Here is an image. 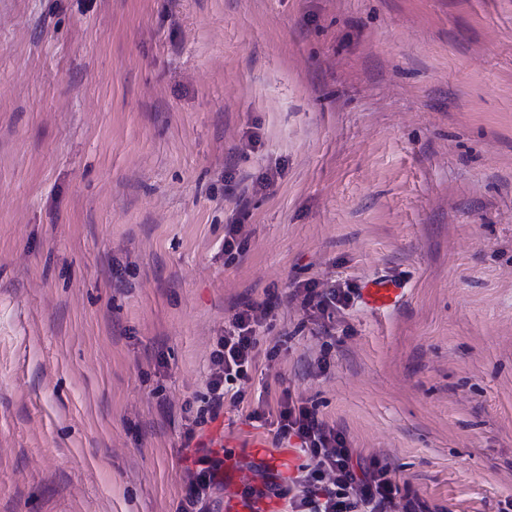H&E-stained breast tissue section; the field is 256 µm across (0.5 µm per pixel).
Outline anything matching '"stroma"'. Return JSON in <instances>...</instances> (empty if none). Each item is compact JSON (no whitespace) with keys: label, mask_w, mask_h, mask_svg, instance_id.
<instances>
[{"label":"stroma","mask_w":512,"mask_h":512,"mask_svg":"<svg viewBox=\"0 0 512 512\" xmlns=\"http://www.w3.org/2000/svg\"><path fill=\"white\" fill-rule=\"evenodd\" d=\"M286 393L431 512H512V0H0V512H180L203 447L261 484ZM400 284L387 279H373L361 288L364 302L371 308L395 305L402 296ZM304 289L306 293L304 303L322 316H325L329 309L336 310V304L347 306L353 298L352 295L355 294L353 288H328L317 291L315 286L306 284ZM268 316L264 304L248 305L237 312L224 336L217 342V348L211 354L210 382L207 407L196 417L195 424L207 422L206 415L215 419L224 411V401L240 404L244 400L241 381L249 379V372L256 368L258 339L256 327Z\"/></svg>","instance_id":"1"}]
</instances>
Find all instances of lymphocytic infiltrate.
Here are the masks:
<instances>
[{
	"instance_id": "lymphocytic-infiltrate-1",
	"label": "lymphocytic infiltrate",
	"mask_w": 512,
	"mask_h": 512,
	"mask_svg": "<svg viewBox=\"0 0 512 512\" xmlns=\"http://www.w3.org/2000/svg\"><path fill=\"white\" fill-rule=\"evenodd\" d=\"M267 315L266 305L252 304L237 312L225 329L211 354L210 396L197 424L217 418L225 403L243 402L241 383L256 367V329ZM249 418L264 425L275 423L277 439H298V449L308 459L290 488L268 476L256 489L261 496L287 498L289 512H429L420 501L399 500V487L389 465L355 459L341 432L291 396L281 397L275 415L256 409ZM198 463V470L190 475L183 512H208L210 493L220 484V461L205 455Z\"/></svg>"
}]
</instances>
